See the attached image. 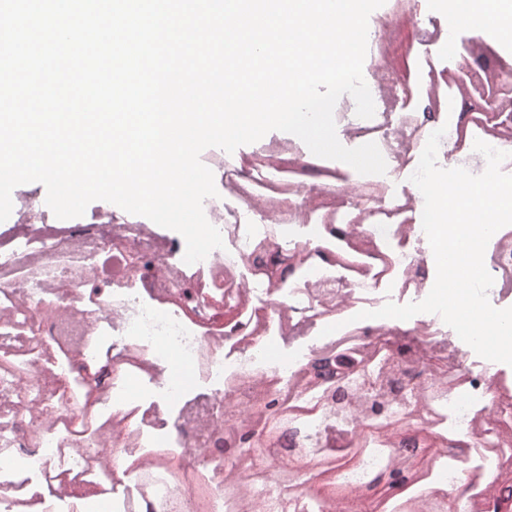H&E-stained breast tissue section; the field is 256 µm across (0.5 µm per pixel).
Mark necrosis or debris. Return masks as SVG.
I'll list each match as a JSON object with an SVG mask.
<instances>
[{"mask_svg": "<svg viewBox=\"0 0 512 512\" xmlns=\"http://www.w3.org/2000/svg\"><path fill=\"white\" fill-rule=\"evenodd\" d=\"M403 0L377 14L363 75L383 109L353 116L345 97L335 113L347 140L376 143L381 175L348 174L311 159L299 141H277L242 168L224 155L209 164L237 180L232 195L204 211L224 246L185 265V241L146 221L110 217L56 228L32 198L0 232V512H271L273 463L333 461L366 442L412 440L430 470H400L396 484L429 512L431 498L453 512L496 500L512 512V390L494 362L475 359L436 314L413 327L355 320L357 309L417 302L435 277L428 240L411 218L421 201L396 196L427 141L446 126L437 162L478 175L467 140L508 152L512 105L486 95L503 58L482 41L466 50L492 59L470 84L480 91L467 120L456 93L438 81L413 112H394L406 86L388 48ZM485 266L493 306L512 307V226L489 241ZM339 335H323L329 319ZM354 363L318 384L317 358L338 343ZM194 388L173 383L177 362ZM351 387L344 403L336 389ZM288 406L294 447L263 432L276 404ZM372 432L359 438L358 424Z\"/></svg>", "mask_w": 512, "mask_h": 512, "instance_id": "necrosis-or-debris-1", "label": "necrosis or debris"}]
</instances>
